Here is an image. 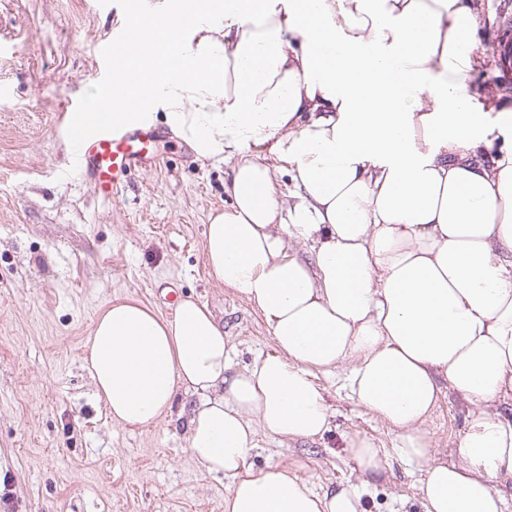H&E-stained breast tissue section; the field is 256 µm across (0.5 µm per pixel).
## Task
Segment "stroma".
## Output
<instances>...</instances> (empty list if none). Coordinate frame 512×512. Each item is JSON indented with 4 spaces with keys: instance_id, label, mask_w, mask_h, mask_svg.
Segmentation results:
<instances>
[{
    "instance_id": "1",
    "label": "stroma",
    "mask_w": 512,
    "mask_h": 512,
    "mask_svg": "<svg viewBox=\"0 0 512 512\" xmlns=\"http://www.w3.org/2000/svg\"><path fill=\"white\" fill-rule=\"evenodd\" d=\"M472 2L484 64L469 82L511 98L492 44L512 0ZM124 13V0H0V512H224L229 481L191 457L178 414L130 428L98 400L83 344L109 304L135 299L167 317L191 298L223 325L237 367L275 350L263 316L207 265L204 230L231 201L229 165L198 160L169 132L157 167L132 171L111 202L69 172L73 144L57 115L97 89ZM349 369L316 377L332 415L323 438L258 434L251 466L288 467L318 493L355 487L362 512H423V470L350 394ZM469 409L441 392L425 425L438 461L457 462ZM356 435L382 448L383 476L356 470Z\"/></svg>"
}]
</instances>
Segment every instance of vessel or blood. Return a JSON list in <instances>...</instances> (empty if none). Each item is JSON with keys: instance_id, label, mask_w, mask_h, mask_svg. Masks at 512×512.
Here are the masks:
<instances>
[{"instance_id": "1", "label": "vessel or blood", "mask_w": 512, "mask_h": 512, "mask_svg": "<svg viewBox=\"0 0 512 512\" xmlns=\"http://www.w3.org/2000/svg\"><path fill=\"white\" fill-rule=\"evenodd\" d=\"M144 7L143 0H125V10L131 23L109 51L112 71H123L128 54L141 45L143 30L137 20ZM495 51L501 80H512V17L504 18L502 35L495 44ZM88 110L85 103L65 107L59 120L73 143L76 169L81 176L93 180L100 196L108 201L113 194L122 191L128 171L156 165V139L151 131L128 129L108 119L99 123L95 133L85 132L82 118Z\"/></svg>"}]
</instances>
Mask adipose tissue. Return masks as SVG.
<instances>
[{
	"label": "adipose tissue",
	"mask_w": 512,
	"mask_h": 512,
	"mask_svg": "<svg viewBox=\"0 0 512 512\" xmlns=\"http://www.w3.org/2000/svg\"><path fill=\"white\" fill-rule=\"evenodd\" d=\"M472 0H156L147 36L96 107L135 97L122 125L163 114L202 160L230 164L210 215L211 273L266 320L276 350L235 369L206 305L165 319L138 301L97 318L84 363L113 419L146 427L196 393L192 457L231 483L224 512H360L287 468L246 463L263 433L330 429L317 373L351 362L357 402L424 466L425 512H506L512 486V101L468 77ZM288 165L275 189L266 157ZM306 253H299V246ZM449 387L472 405L458 462L423 425Z\"/></svg>",
	"instance_id": "ef3b65f1"
}]
</instances>
